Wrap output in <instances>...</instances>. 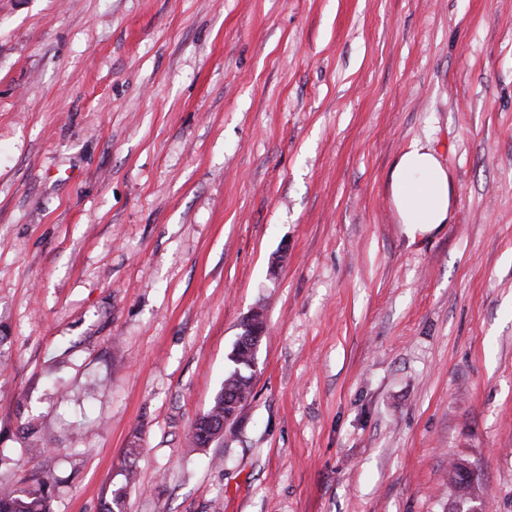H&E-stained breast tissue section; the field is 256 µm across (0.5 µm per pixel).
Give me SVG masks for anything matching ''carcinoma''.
Listing matches in <instances>:
<instances>
[{
	"label": "carcinoma",
	"instance_id": "obj_1",
	"mask_svg": "<svg viewBox=\"0 0 512 512\" xmlns=\"http://www.w3.org/2000/svg\"><path fill=\"white\" fill-rule=\"evenodd\" d=\"M251 330H242L229 360L232 367L224 374V384L215 394L210 408L202 415L200 421L216 430L224 423V414L232 411V402L248 400L253 380L252 361L255 341ZM137 475L134 462L125 466L124 482L112 489L110 500L104 512H126L127 490L134 483ZM56 489L53 474L45 473L33 478V484L26 487L6 486L0 483V512H52L51 501Z\"/></svg>",
	"mask_w": 512,
	"mask_h": 512
}]
</instances>
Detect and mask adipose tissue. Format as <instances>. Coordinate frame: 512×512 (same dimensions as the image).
I'll use <instances>...</instances> for the list:
<instances>
[{"label": "adipose tissue", "instance_id": "ef3b65f1", "mask_svg": "<svg viewBox=\"0 0 512 512\" xmlns=\"http://www.w3.org/2000/svg\"><path fill=\"white\" fill-rule=\"evenodd\" d=\"M390 202L408 238L448 223L454 185L436 150L413 142L389 172Z\"/></svg>", "mask_w": 512, "mask_h": 512}]
</instances>
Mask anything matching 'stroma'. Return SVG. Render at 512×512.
<instances>
[{
  "instance_id": "obj_1",
  "label": "stroma",
  "mask_w": 512,
  "mask_h": 512,
  "mask_svg": "<svg viewBox=\"0 0 512 512\" xmlns=\"http://www.w3.org/2000/svg\"><path fill=\"white\" fill-rule=\"evenodd\" d=\"M416 139L458 195L411 239ZM0 360L52 512L133 444L127 512H448L457 462L512 512V0H0ZM390 202L408 238L448 224L454 185L448 169L428 143L413 142L389 172ZM242 332L238 337L229 360L232 367L224 374V384L221 389L215 394L210 408L202 415L200 421L215 431H223L224 426L228 421H224V414L230 413L232 407H229L232 402L247 401L252 389L253 371L252 361L254 358L255 341L260 337L251 335L249 328L244 329L241 325ZM222 427V428H221Z\"/></svg>"
}]
</instances>
